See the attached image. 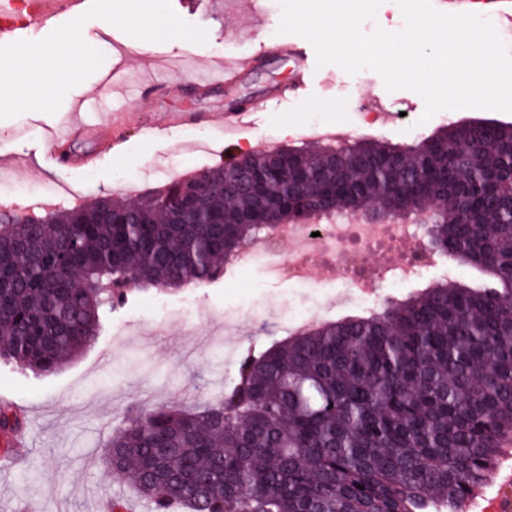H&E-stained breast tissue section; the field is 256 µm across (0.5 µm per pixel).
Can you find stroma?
<instances>
[{
  "label": "stroma",
  "instance_id": "35a3bbf8",
  "mask_svg": "<svg viewBox=\"0 0 512 512\" xmlns=\"http://www.w3.org/2000/svg\"><path fill=\"white\" fill-rule=\"evenodd\" d=\"M249 10V0H210L207 10L182 12L184 20L206 29L203 44L171 39L146 45L104 20H87L82 38L104 54L103 64L67 91L56 113L26 111L0 119V184L15 188L12 195H0V210L35 203L46 194L55 195L64 210L72 191L89 198L118 194L119 178L135 183L141 196L238 155L247 142L301 145L316 116L348 132L350 140L398 144L415 143L450 125L512 124V113L480 108L442 110L424 119L418 93L387 91L382 77L368 68L354 74L334 64L312 68L304 88L290 95L292 64L275 53L229 87L202 93L185 81L154 97L143 93V81L169 80L196 65L242 61L259 44L282 41L280 0H266L267 23L261 28L249 19ZM233 100L253 107L254 116L248 131L229 138L215 115ZM374 101L382 105V118L368 127L362 111ZM122 112L131 119L122 128L121 151L107 152L98 140L83 139L68 147L69 162L43 166L54 150L52 132L72 115L108 136L114 114ZM173 112H195L199 118L170 126L164 138L145 136L144 125L167 123ZM14 154L30 156L28 167L8 165ZM316 274L311 286L275 279L260 263H230L221 279L201 288L135 292L104 319L95 344L54 374L36 377L0 364V395L19 406L26 438L19 462L0 471V512H18L24 503L35 505L36 512H98L104 493L122 499L129 512H147L135 488L105 465L107 437L123 425L129 408L202 406L219 399L250 343L266 346L297 329L290 317L296 308L313 307L321 322L363 314L328 266H319ZM246 308L254 310V318L239 320L230 331L201 315L209 309L237 317Z\"/></svg>",
  "mask_w": 512,
  "mask_h": 512
}]
</instances>
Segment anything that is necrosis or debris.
Returning <instances> with one entry per match:
<instances>
[{"mask_svg":"<svg viewBox=\"0 0 512 512\" xmlns=\"http://www.w3.org/2000/svg\"><path fill=\"white\" fill-rule=\"evenodd\" d=\"M318 230L306 224H279L272 232L257 236L240 253L238 264L255 261L269 263L272 274H281L299 282H308V260L317 255L336 258V279L347 284L351 293L368 301V284L378 283L397 288L407 282H417L429 259L422 245L409 244L405 225L360 224L350 217L321 216ZM292 241L291 252H283L284 241ZM388 244L402 246V272H381L369 266L366 250L369 246Z\"/></svg>","mask_w":512,"mask_h":512,"instance_id":"4bbe7bcc","label":"necrosis or debris"}]
</instances>
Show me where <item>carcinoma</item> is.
<instances>
[{"mask_svg":"<svg viewBox=\"0 0 512 512\" xmlns=\"http://www.w3.org/2000/svg\"><path fill=\"white\" fill-rule=\"evenodd\" d=\"M418 207L489 283L248 352L221 403L133 408L105 458L150 512H462L512 453V125L251 152L130 202L0 212V362L52 374L134 288L206 285L276 224ZM20 427L1 406L0 431Z\"/></svg>","mask_w":512,"mask_h":512,"instance_id":"obj_1","label":"carcinoma"}]
</instances>
